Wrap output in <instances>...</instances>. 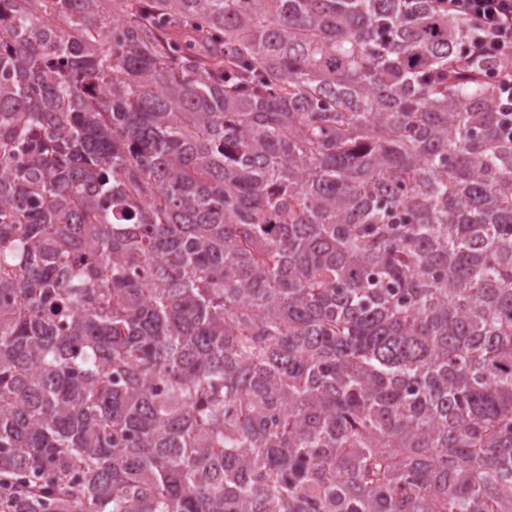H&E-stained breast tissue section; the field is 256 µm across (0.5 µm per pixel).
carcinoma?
Wrapping results in <instances>:
<instances>
[{
    "label": "carcinoma",
    "mask_w": 512,
    "mask_h": 512,
    "mask_svg": "<svg viewBox=\"0 0 512 512\" xmlns=\"http://www.w3.org/2000/svg\"><path fill=\"white\" fill-rule=\"evenodd\" d=\"M122 4L0 0V512H512L501 57Z\"/></svg>",
    "instance_id": "1"
}]
</instances>
